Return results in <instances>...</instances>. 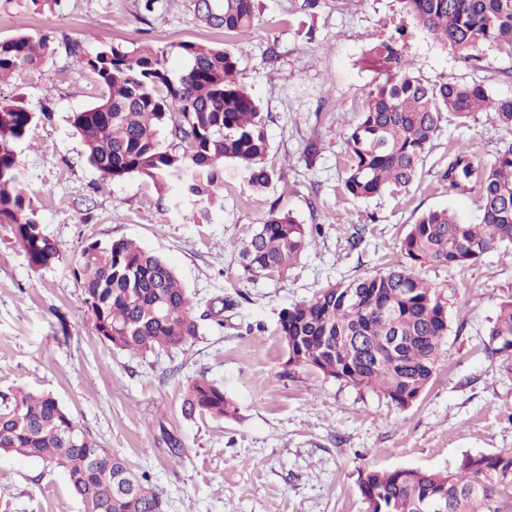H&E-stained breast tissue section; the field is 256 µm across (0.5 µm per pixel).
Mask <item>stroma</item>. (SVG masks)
Returning <instances> with one entry per match:
<instances>
[{
    "mask_svg": "<svg viewBox=\"0 0 512 512\" xmlns=\"http://www.w3.org/2000/svg\"><path fill=\"white\" fill-rule=\"evenodd\" d=\"M259 23L239 59V81L266 116L268 161L277 175L262 190L224 170V203L195 209L157 206L139 176L102 183L88 162L72 113L102 90L95 74L62 52L79 40L84 55L118 43L127 51L182 40L232 47L236 36L204 27L188 0H0V39L24 33L57 53L0 94L47 112L17 147L27 194L58 249L33 268L10 225L0 224V396L17 389L55 397L103 447L135 472H148L166 512H366V469L454 470L467 454L512 449V373L486 348V330L512 295V249L461 270L419 266L447 303L448 334L437 374L422 398L396 407L382 394L287 365L281 312L331 283L386 269L409 226L432 209L478 223V186L449 189L448 151L468 144L493 163L502 133L489 112L466 124L442 121L412 185L370 199L348 195L342 135L356 124L366 93L381 79L369 51L395 34L417 73L455 79L512 97V50L482 46L483 67L461 60L417 27L403 0H256ZM276 58H269V51ZM317 226L311 244L283 275L253 276L240 249L270 207ZM135 240L166 260L192 293L196 313L236 299L222 319L202 323L191 345L135 355L96 334L75 276L87 244ZM262 331H255V324ZM222 385L236 417L182 414L184 388L198 376ZM180 440L173 459L167 437ZM0 512H84L65 474L41 461L0 454Z\"/></svg>",
    "mask_w": 512,
    "mask_h": 512,
    "instance_id": "1",
    "label": "stroma"
}]
</instances>
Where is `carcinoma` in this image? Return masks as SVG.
<instances>
[{"instance_id":"1","label":"carcinoma","mask_w":512,"mask_h":512,"mask_svg":"<svg viewBox=\"0 0 512 512\" xmlns=\"http://www.w3.org/2000/svg\"><path fill=\"white\" fill-rule=\"evenodd\" d=\"M416 24L466 62L480 60L481 46L512 49V0H403ZM197 19L238 37L235 50L180 41L131 54L119 45L86 57L79 43H64L77 64L93 72L103 93L71 116L89 163L102 183L138 175L174 203L203 217L224 198V168L236 169L256 190L275 176L268 164L266 117L238 81V56L259 22L255 0H190ZM55 53L48 41L25 34L0 40V82L44 63ZM182 60L169 66L170 56ZM369 62L384 78L366 94L361 116L344 135L348 165L344 190L370 198L414 182L419 164L444 114L466 122L490 111L512 135V98H494L477 84L429 83L392 37L374 47ZM40 116L15 99L0 100V224L13 225L30 266L43 268L57 248L38 228L16 151ZM170 127L172 141L159 133ZM452 189L479 186L482 217L467 224L447 209L423 213L398 245L388 269L330 284L285 309L279 336L286 363L326 378L370 388L398 408L416 403L429 387L448 332V313L438 289L415 265L462 269L486 253L512 246V141L494 163L476 162L470 148L448 150L442 174ZM312 229L275 210L263 218L241 249L247 271L284 274L310 245ZM97 336L132 354L179 349L200 336L194 297L159 255L131 240L92 242L75 271ZM486 346L512 362V297L499 304ZM182 411L214 419L234 417L237 407L224 388L199 376L184 391ZM76 421L49 394L19 389L0 409V454L38 459L62 469L86 512H164L166 502L147 472L99 455L88 432L70 437ZM479 484L482 494L468 496ZM359 489L366 512H512V451L466 454L450 472L369 469Z\"/></svg>"}]
</instances>
